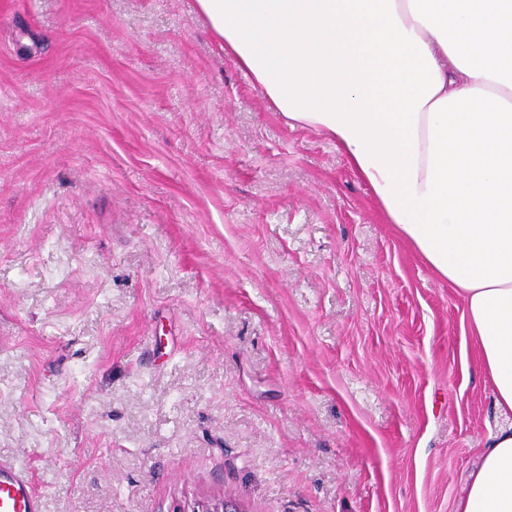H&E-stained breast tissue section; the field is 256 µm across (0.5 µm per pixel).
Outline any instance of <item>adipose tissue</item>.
I'll list each match as a JSON object with an SVG mask.
<instances>
[{"instance_id":"obj_1","label":"adipose tissue","mask_w":512,"mask_h":512,"mask_svg":"<svg viewBox=\"0 0 512 512\" xmlns=\"http://www.w3.org/2000/svg\"><path fill=\"white\" fill-rule=\"evenodd\" d=\"M290 125L332 139L386 219L467 305L512 413V0H196ZM456 512H512V428Z\"/></svg>"}]
</instances>
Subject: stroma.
<instances>
[{
  "label": "stroma",
  "mask_w": 512,
  "mask_h": 512,
  "mask_svg": "<svg viewBox=\"0 0 512 512\" xmlns=\"http://www.w3.org/2000/svg\"><path fill=\"white\" fill-rule=\"evenodd\" d=\"M465 311L194 0H0V462L42 512H455L512 424Z\"/></svg>",
  "instance_id": "stroma-1"
}]
</instances>
